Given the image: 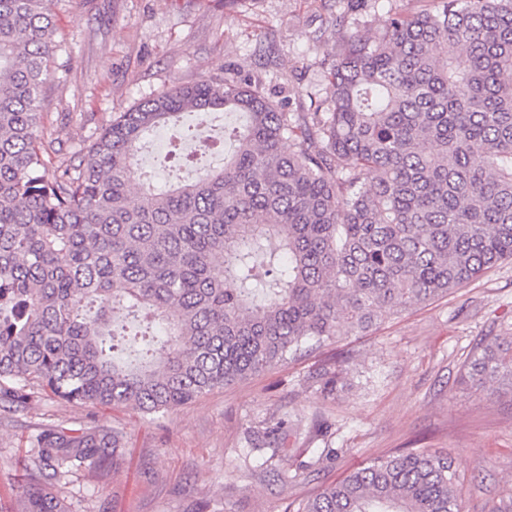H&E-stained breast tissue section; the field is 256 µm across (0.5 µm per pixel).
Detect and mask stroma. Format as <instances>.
Listing matches in <instances>:
<instances>
[{
  "label": "stroma",
  "mask_w": 512,
  "mask_h": 512,
  "mask_svg": "<svg viewBox=\"0 0 512 512\" xmlns=\"http://www.w3.org/2000/svg\"><path fill=\"white\" fill-rule=\"evenodd\" d=\"M61 48L43 89L42 124L54 164L72 160L113 113L200 78L261 80L305 112L323 84L332 13L323 0H59ZM140 169L172 184L215 166L198 153L181 167L154 140ZM512 338V261L455 293L376 323L322 350L214 389L155 418L140 410L44 399L0 407V506L10 507L30 441L50 425H104L123 456L70 477L72 512H297L363 463L411 449L460 462V512H490L512 491V389L465 382L487 338ZM341 356L338 383L324 370ZM283 422L282 444L265 431Z\"/></svg>",
  "instance_id": "35a3bbf8"
}]
</instances>
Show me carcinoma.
Segmentation results:
<instances>
[{"label":"carcinoma","instance_id":"1","mask_svg":"<svg viewBox=\"0 0 512 512\" xmlns=\"http://www.w3.org/2000/svg\"><path fill=\"white\" fill-rule=\"evenodd\" d=\"M56 2L0 0V400L165 414L512 260V0H407L371 35L335 0L313 111L204 78L113 113L52 170ZM220 109L244 118L221 166L134 192L146 136ZM120 311L153 330L132 362ZM465 378L512 388V341L481 345ZM31 447L14 512H70L59 486L125 442L56 425ZM458 480L448 453L410 450L301 512H459Z\"/></svg>","mask_w":512,"mask_h":512}]
</instances>
